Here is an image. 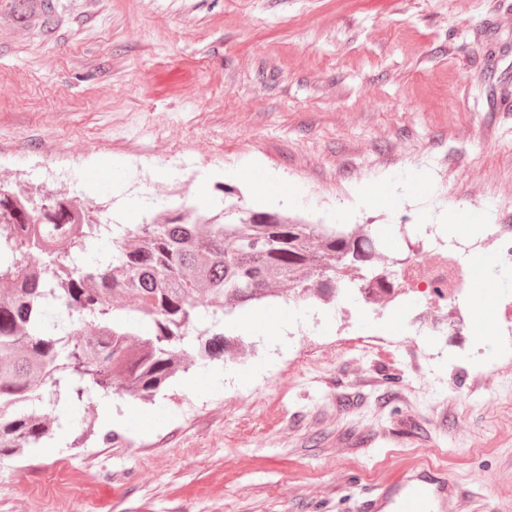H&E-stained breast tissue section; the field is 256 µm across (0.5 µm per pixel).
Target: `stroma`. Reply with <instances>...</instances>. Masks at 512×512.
Returning <instances> with one entry per match:
<instances>
[{
    "instance_id": "35a3bbf8",
    "label": "stroma",
    "mask_w": 512,
    "mask_h": 512,
    "mask_svg": "<svg viewBox=\"0 0 512 512\" xmlns=\"http://www.w3.org/2000/svg\"><path fill=\"white\" fill-rule=\"evenodd\" d=\"M0 0V180L95 181L109 217L188 203L236 223L253 213L371 225L405 257L450 211L512 222V0H60L51 36L15 27ZM468 24H459V17ZM97 158L100 169L87 167ZM257 160L270 192L198 174ZM387 182L396 202L359 207ZM506 286L473 289L471 333L418 376L404 347L337 342L288 314L258 328L253 364L214 361L149 402L93 396L58 409L123 411L122 442L48 441L0 461V512H350L399 466L467 488L458 512H512V350L495 326Z\"/></svg>"
}]
</instances>
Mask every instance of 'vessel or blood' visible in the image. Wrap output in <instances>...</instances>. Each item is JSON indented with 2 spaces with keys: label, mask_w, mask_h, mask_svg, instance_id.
<instances>
[{
  "label": "vessel or blood",
  "mask_w": 512,
  "mask_h": 512,
  "mask_svg": "<svg viewBox=\"0 0 512 512\" xmlns=\"http://www.w3.org/2000/svg\"><path fill=\"white\" fill-rule=\"evenodd\" d=\"M460 495L458 484L443 469L404 467L367 489L352 512H454Z\"/></svg>",
  "instance_id": "1"
}]
</instances>
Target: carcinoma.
Instances as JSON below:
<instances>
[{"instance_id":"obj_1","label":"carcinoma","mask_w":512,"mask_h":512,"mask_svg":"<svg viewBox=\"0 0 512 512\" xmlns=\"http://www.w3.org/2000/svg\"><path fill=\"white\" fill-rule=\"evenodd\" d=\"M13 21L54 30L52 0H9ZM66 194L20 201L0 180V460L51 439L61 405L94 392L147 400L179 372L224 356L248 303L297 301L398 274L369 234L276 215L78 223Z\"/></svg>"}]
</instances>
